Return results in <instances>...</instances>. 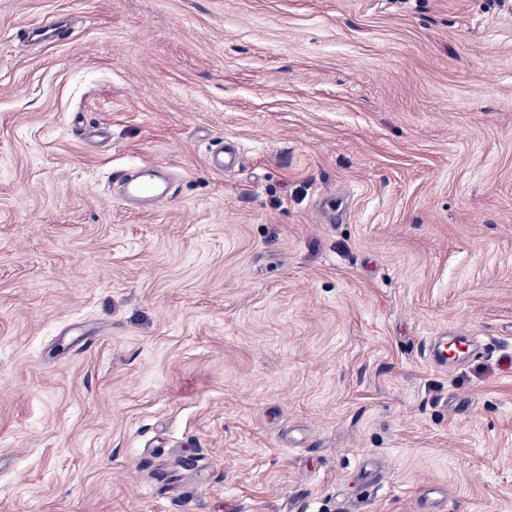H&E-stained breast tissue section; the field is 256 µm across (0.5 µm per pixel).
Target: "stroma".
Instances as JSON below:
<instances>
[{
    "label": "stroma",
    "mask_w": 512,
    "mask_h": 512,
    "mask_svg": "<svg viewBox=\"0 0 512 512\" xmlns=\"http://www.w3.org/2000/svg\"><path fill=\"white\" fill-rule=\"evenodd\" d=\"M511 354L512 0H0V512H512ZM130 174L126 180L123 201L128 206L147 204L157 206L167 201L172 195V183L163 188L150 178ZM474 336H463L459 340H457L453 345H448V340L443 337L435 338L431 340L430 343L426 346V359L427 362L437 368H445L448 367V364L454 362L455 360L460 359L467 353H469L470 347L474 342ZM458 349L459 352L455 354H448L450 349L453 347Z\"/></svg>",
    "instance_id": "stroma-1"
}]
</instances>
